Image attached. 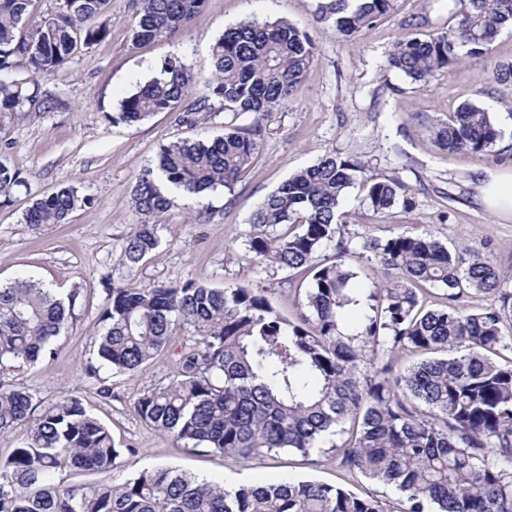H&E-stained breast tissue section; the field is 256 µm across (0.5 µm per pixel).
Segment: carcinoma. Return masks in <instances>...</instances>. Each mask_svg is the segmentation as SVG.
Instances as JSON below:
<instances>
[{
    "instance_id": "carcinoma-1",
    "label": "carcinoma",
    "mask_w": 512,
    "mask_h": 512,
    "mask_svg": "<svg viewBox=\"0 0 512 512\" xmlns=\"http://www.w3.org/2000/svg\"><path fill=\"white\" fill-rule=\"evenodd\" d=\"M34 0H0V113L52 112L63 102L38 78L66 69L84 48L106 39L110 0H59L33 13ZM205 0H141L132 44L186 27ZM456 25L396 43L388 67L425 82L463 59L486 54L512 30V0H461ZM398 0H322L319 22L343 37L374 27ZM314 61L312 39L281 18L243 21L224 29L211 49V72L200 76L180 57L119 104L117 120L139 123L178 108L194 90L189 112L211 101L237 118L261 116L292 98ZM448 152L479 154L501 131L493 113L467 102L431 126ZM258 124L229 125L213 139L165 145L136 180L130 204L141 216L119 261L142 262L160 244L152 219L176 195L200 198L227 190L260 149ZM366 166L336 152L293 174L250 218L246 250L267 268L309 274L297 288V314L275 309L270 289L212 288L187 282L107 289L97 337L101 366L143 370L166 347L172 325L194 329V344L177 360L171 384L143 391L132 403L148 427L193 448H212L242 461L282 450L309 454L325 435L342 436L328 452L352 473L389 485L394 507L374 496L313 480L225 488L157 468L117 483L114 470L134 448H117L80 397L64 393L35 402L22 386L0 381V435L28 427L23 445L0 460V512H512V293L485 253L464 251L432 235L367 237L359 255L365 280L343 260L349 248L339 204ZM25 185L0 158V196ZM362 202L384 214L404 198L394 177L372 175ZM89 201L74 187L37 199L25 222L67 224ZM336 249V261L321 253ZM445 301L427 304L431 289ZM497 293L501 304L466 309L473 294ZM79 293L62 299L31 279L0 285V376L52 358L55 339L73 327ZM400 355L420 360L395 367ZM64 468L98 473L92 484L53 482Z\"/></svg>"
}]
</instances>
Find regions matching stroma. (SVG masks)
Instances as JSON below:
<instances>
[{
  "instance_id": "1",
  "label": "stroma",
  "mask_w": 512,
  "mask_h": 512,
  "mask_svg": "<svg viewBox=\"0 0 512 512\" xmlns=\"http://www.w3.org/2000/svg\"><path fill=\"white\" fill-rule=\"evenodd\" d=\"M317 0H206L203 9L175 35L136 46L132 31L139 0H111L108 36L81 52L44 88L66 99L64 112L27 119L0 114V154L25 180L10 199L0 198V283L28 275L59 295L79 290V318L55 342L54 360L15 372L13 383L36 399L50 401L61 391L78 394L87 410L110 429L119 448H131L116 471L124 480L157 466L231 487L243 482L269 484L307 479L343 486L393 502L396 492L340 468L322 452L302 456L283 452L261 462H243L207 449L191 448L144 425L132 412L144 390L168 384L178 353L194 334L176 323L165 352L143 371L102 370L100 380L85 373L96 357L98 313L112 286L149 288L157 284L204 282L217 288L262 284L275 291L285 317L296 312L295 290L302 275L261 270L243 245L249 217L295 171L331 152L367 162V175L399 178L408 187L407 205L384 216L360 203V190L348 189L342 202L345 237L359 249L363 237L401 232L428 233L462 249L486 242L489 257L512 273V214L487 210L477 200L480 178L512 170V87L489 83L493 64H512V33L503 32L486 55L464 60L429 81L418 83L390 69L387 59L398 40L447 30L458 0H399L397 9L375 27L341 37L316 23ZM287 18L315 42L314 62L287 105L253 119L260 123L261 147L250 169L232 190L220 189L203 202L182 199L159 215L160 245L140 264L119 262L125 238L140 217L128 203L137 178L152 166L163 145L178 139L213 138L224 132L220 112H161L134 125L113 123L119 102L150 79L161 62L182 57L194 72L210 71V47L224 28L243 20ZM476 102L493 112L502 137L482 154L448 153L428 129L461 104ZM72 186L88 197L69 223L38 228L26 224L32 203Z\"/></svg>"
}]
</instances>
